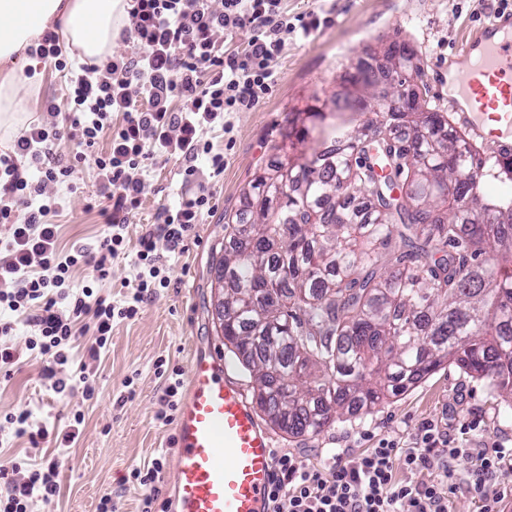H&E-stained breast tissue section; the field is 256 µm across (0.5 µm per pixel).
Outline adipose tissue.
I'll use <instances>...</instances> for the list:
<instances>
[{"instance_id":"ef3b65f1","label":"adipose tissue","mask_w":512,"mask_h":512,"mask_svg":"<svg viewBox=\"0 0 512 512\" xmlns=\"http://www.w3.org/2000/svg\"><path fill=\"white\" fill-rule=\"evenodd\" d=\"M127 16L125 0H0V132L17 128L22 109L17 74L31 63L27 50L48 31L86 62L108 56Z\"/></svg>"}]
</instances>
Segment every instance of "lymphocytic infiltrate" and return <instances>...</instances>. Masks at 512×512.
Segmentation results:
<instances>
[{
  "label": "lymphocytic infiltrate",
  "instance_id": "1",
  "mask_svg": "<svg viewBox=\"0 0 512 512\" xmlns=\"http://www.w3.org/2000/svg\"><path fill=\"white\" fill-rule=\"evenodd\" d=\"M126 39L134 50L68 73V105L63 128L31 124L11 152L0 154V223L11 227L0 240V312L22 317L31 327L28 350L51 358L42 376L50 389L64 393L69 384L56 366L68 361L67 349L78 335L89 343L81 358L82 396L92 399L96 386L88 373L112 342L114 322L135 318L156 289L170 285L166 254L183 252L185 241L210 209L206 191L176 211H163L139 238L132 260V292L115 302L95 293L94 284L112 277V261L125 247L124 232L144 189L141 174L155 153L179 154L185 175L197 172L199 155H208L214 174L224 171V157L213 153L204 131L223 127L224 116L254 108L275 81L273 63L282 50L280 34L289 27L281 0H128ZM247 28L253 33L244 53L224 55L221 38ZM179 110H172L173 101ZM123 121L112 126V113ZM110 135V147L98 143ZM72 143V162L57 154L60 140ZM91 162L112 200L103 217L110 233L93 244L62 251L56 246L54 217L60 202L53 188L69 181L78 164ZM90 269L93 285L74 292L76 268ZM407 469H429L441 461L433 478L410 482L399 477L396 458ZM472 459L464 478L481 502V512H501L512 496V448L451 447L446 433L422 423L412 448L399 449L383 439L358 456L335 454L331 464L310 466L280 449L274 453L271 512H448L460 458ZM58 465L38 468L18 461L0 464V512H30L35 499L59 497Z\"/></svg>",
  "mask_w": 512,
  "mask_h": 512
}]
</instances>
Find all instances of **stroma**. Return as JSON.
<instances>
[{"mask_svg":"<svg viewBox=\"0 0 512 512\" xmlns=\"http://www.w3.org/2000/svg\"><path fill=\"white\" fill-rule=\"evenodd\" d=\"M289 22L315 15L323 23L310 34L294 30L285 35L275 63L277 73L270 93L246 112H229L224 127L208 132L214 152L224 156V172L212 176L207 157H199L197 173L184 178V161L157 159L143 174L142 205L125 231L123 257L114 259L112 277L99 283L101 294L124 300L133 279L129 259L147 225L157 223L160 211L178 208L193 198L199 185L212 195L211 211L185 242V250L170 261L169 287L158 289L134 319L114 324L112 344L95 368L96 396L83 399L80 391L61 396L48 390L41 376L43 362L25 347L31 329L17 322L9 344L20 355L21 368L11 376L0 374V414L19 407L32 412L35 426L47 439L32 447L9 427L0 428V461L18 459L39 463L56 459L60 465L61 495L51 502L34 500L32 512H97L102 495L119 494L121 512H141L145 488L132 483L133 468L160 459L161 499L171 495L170 473L175 459V426L159 420L164 381L155 373L157 361L166 368L188 372L194 349L215 352L231 364L229 378L252 395V384L238 359L224 345L214 324L215 259L224 239V217L240 206L242 190L266 168L279 147H293L310 155L321 148L319 124L306 120L312 108L324 109V120L338 122L333 109L351 63L368 53L383 51L391 42L408 44L421 67L420 84L433 107L446 109L448 63L469 34L501 12L500 0H282ZM20 82L26 112L24 122L41 118L48 103L66 106L64 73L44 65L26 67ZM36 79L29 88L28 79ZM61 202L56 222L58 244L93 242L108 233L100 211L109 204L98 192L92 164L77 167L72 184H60ZM84 422L76 442L57 445L74 412ZM476 422L469 434H460L458 421ZM432 421L450 431L456 446L480 448L501 442L512 445V410L487 387L485 380L463 373L452 364L425 378L373 414L335 423L317 435L286 436L271 432L273 445L293 453L304 463L324 465L333 454L365 453L379 440L393 439L401 447L413 445L418 426Z\"/></svg>","mask_w":512,"mask_h":512,"instance_id":"1","label":"stroma"}]
</instances>
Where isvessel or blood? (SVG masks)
Instances as JSON below:
<instances>
[{"mask_svg":"<svg viewBox=\"0 0 512 512\" xmlns=\"http://www.w3.org/2000/svg\"><path fill=\"white\" fill-rule=\"evenodd\" d=\"M455 63L460 96L448 108L493 153H512V13L472 32ZM213 352L190 359L176 419L171 512H269L273 445Z\"/></svg>","mask_w":512,"mask_h":512,"instance_id":"obj_1","label":"vessel or blood"}]
</instances>
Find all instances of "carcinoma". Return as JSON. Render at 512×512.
Listing matches in <instances>:
<instances>
[{"instance_id": "obj_1", "label": "carcinoma", "mask_w": 512, "mask_h": 512, "mask_svg": "<svg viewBox=\"0 0 512 512\" xmlns=\"http://www.w3.org/2000/svg\"><path fill=\"white\" fill-rule=\"evenodd\" d=\"M386 76L360 67L350 82L372 102ZM376 117L388 137L328 127L325 150L267 167L224 224V345L288 436L368 415L447 362L512 409V194L482 188L512 183V155L479 149L424 98ZM450 183L463 195L448 198Z\"/></svg>"}]
</instances>
